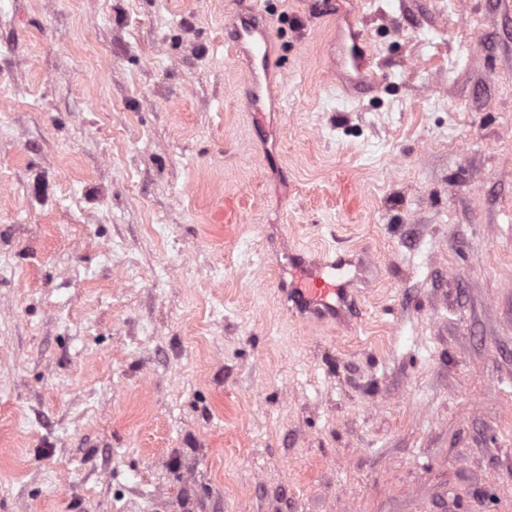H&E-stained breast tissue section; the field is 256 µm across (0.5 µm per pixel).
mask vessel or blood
<instances>
[{
	"instance_id": "b4317fda",
	"label": "vessel or blood",
	"mask_w": 512,
	"mask_h": 512,
	"mask_svg": "<svg viewBox=\"0 0 512 512\" xmlns=\"http://www.w3.org/2000/svg\"><path fill=\"white\" fill-rule=\"evenodd\" d=\"M338 26L347 32L346 38L339 42L341 61L360 72L361 77L355 83L357 89L372 90L375 77L370 73L372 60L363 46L362 29L355 19L347 15L341 16ZM229 46L234 62L244 65L247 70L249 105L253 111H261L264 101L280 96V86L272 78L274 62L269 28L259 17L233 25ZM294 271L299 274V281L282 284L281 291L302 317L332 319L349 307L351 281L344 263L300 262Z\"/></svg>"
}]
</instances>
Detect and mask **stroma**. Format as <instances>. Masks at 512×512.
<instances>
[{
	"label": "stroma",
	"mask_w": 512,
	"mask_h": 512,
	"mask_svg": "<svg viewBox=\"0 0 512 512\" xmlns=\"http://www.w3.org/2000/svg\"><path fill=\"white\" fill-rule=\"evenodd\" d=\"M0 512H512V0H0ZM347 29V39H340L338 52L341 62L348 63L359 74L365 71L370 74L362 75L354 85L360 91H370L373 89L375 77L373 72L372 59L367 54L366 49L362 46L364 43L363 31L359 28L355 19L350 15H342L338 21V29L343 31ZM255 17L248 22L240 21V25L234 21L228 43L234 62L247 70L250 108L253 112H263L264 101L279 98L281 88L272 79L274 62L269 28L262 18ZM345 262H326L306 264L298 261L293 271L298 273L302 286L295 280L282 283L281 291L286 300L293 302L302 317L307 319H334L341 315L345 308L352 306L350 297L351 279L347 278Z\"/></svg>",
	"instance_id": "1"
}]
</instances>
